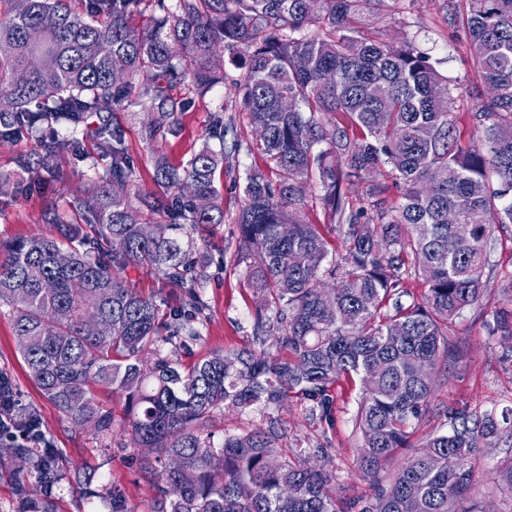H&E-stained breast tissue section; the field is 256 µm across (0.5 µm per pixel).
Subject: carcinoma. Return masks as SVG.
<instances>
[{"label":"carcinoma","mask_w":512,"mask_h":512,"mask_svg":"<svg viewBox=\"0 0 512 512\" xmlns=\"http://www.w3.org/2000/svg\"><path fill=\"white\" fill-rule=\"evenodd\" d=\"M0 1V138L30 133L43 143L19 166L58 178L60 151L83 156L59 123L77 128L93 116L110 158L98 191L73 198L78 221L50 208L43 221L54 236L0 243V305L41 393L73 426L102 435L112 433V414L93 385L124 395L154 512H341L335 477L309 452L276 454L284 432L275 411L295 390L311 420L332 427V388L356 377L358 463L378 487L362 512H448L450 498L468 512L475 449L512 437L506 415L448 411L450 431L427 437L391 478L381 472L411 447L438 366L453 355L444 329L480 303L494 230L512 224V0H469L462 30L492 94L475 96L467 139L452 112L459 84L415 37L356 36L390 0H80V12L68 0ZM226 52L242 70L233 83L277 180L247 172L237 219L241 249L255 257L245 270L253 345L184 367L178 349L202 339L207 309L193 288L204 270L187 264L185 244L192 234L209 244L207 232L224 222L215 184L224 119L207 132L218 146L179 167L158 160L161 191L131 193L137 173L112 112L137 94L146 140L164 139L189 107L169 88L185 76L199 90L224 83ZM139 73L146 82L137 90ZM383 169L395 178L396 204L377 179ZM349 185L364 188L356 203ZM315 190L324 223L345 243L332 259L308 217ZM129 264L190 282L187 300L161 312L114 275ZM412 277L426 292L405 303ZM486 327L512 338V313H494ZM253 407L265 427L214 440L220 413ZM13 426L34 433L41 421L22 412ZM3 457L25 463L13 469L16 512H56L57 450L9 438ZM498 484L512 492V455L498 465Z\"/></svg>","instance_id":"carcinoma-1"}]
</instances>
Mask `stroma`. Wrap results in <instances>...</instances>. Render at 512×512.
Masks as SVG:
<instances>
[{"mask_svg":"<svg viewBox=\"0 0 512 512\" xmlns=\"http://www.w3.org/2000/svg\"><path fill=\"white\" fill-rule=\"evenodd\" d=\"M405 32L415 36L422 51L440 60V68L448 77L464 86V93L456 101V110L461 123H468L472 100L467 90L480 85L481 79L469 63L464 33L448 23L446 0H393L389 12L365 29L364 34L371 39L383 36L395 42ZM173 95L189 101L190 106L187 111L178 113L173 132L160 143L146 141L147 115L137 104L129 102L115 109L112 120L123 129L124 146L135 164L138 184L145 189L154 186L157 158L180 166L203 147L214 115H223L229 139L238 143L237 150L228 153L223 172L215 176L224 197V221L214 226L211 248L204 260L203 291L208 308L201 329L203 339L178 353L182 363L190 365L209 351L232 352L252 342L254 294L242 269L235 266L239 250L236 218L243 200L237 181L244 178L247 170H262L266 164L257 149L256 134L246 113L241 111L231 84H218L202 93L187 79L177 85ZM78 136L85 158L76 163L70 157H63L62 179L47 181L36 175L25 180L19 193L0 197V241L50 235L52 226L42 221L45 209L54 206L67 210L72 196L91 187L96 174L103 172L108 161L100 153L90 130L79 131ZM489 257L493 269L487 277V291L481 305L464 310L455 320L448 341L459 353L449 357L442 370L430 412L417 426L413 444H420L428 435L448 429L447 408L498 415L512 409V339L488 335L483 325L484 319L496 310L512 311V298L500 289L502 278L512 274V224L496 230ZM118 276L127 287L163 307L185 297L184 288L143 265L125 266ZM0 372L12 379L19 406L37 409L43 431L61 455L65 477L59 484L58 512H112V502L116 499L120 500L124 512H153L155 490L140 469L141 451L122 430L125 401L121 394L102 387L96 390L100 403L112 412L110 437L75 428L30 379L18 352L9 310L5 307H0ZM334 390L336 420L328 430L313 423L304 400L291 395L283 401L278 414L285 434L278 443V450L281 455L290 457L302 448L327 446L330 455L327 467L336 477L337 493L343 502L358 507L374 494L372 482L363 476L356 463L361 437L355 415L361 385L356 380H343ZM508 455H512V439L507 437L498 447L479 450L477 485L470 501L478 512H512V493L504 492L496 478L498 462ZM88 470L95 471L94 486L104 491V498L89 499L80 493L74 479Z\"/></svg>","mask_w":512,"mask_h":512,"instance_id":"obj_1","label":"stroma"}]
</instances>
